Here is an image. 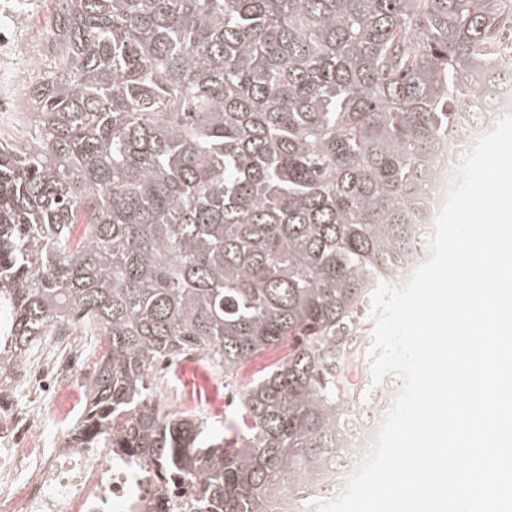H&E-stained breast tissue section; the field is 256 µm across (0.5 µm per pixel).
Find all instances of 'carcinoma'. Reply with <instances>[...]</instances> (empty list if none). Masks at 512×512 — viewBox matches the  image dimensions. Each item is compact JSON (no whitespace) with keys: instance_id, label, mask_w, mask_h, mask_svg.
Listing matches in <instances>:
<instances>
[{"instance_id":"obj_1","label":"carcinoma","mask_w":512,"mask_h":512,"mask_svg":"<svg viewBox=\"0 0 512 512\" xmlns=\"http://www.w3.org/2000/svg\"><path fill=\"white\" fill-rule=\"evenodd\" d=\"M50 32L30 137H0L17 345L94 325L82 426L202 475L205 512H309L395 393L348 381L356 323L427 252L443 150L507 116L512 0H58ZM291 338L225 443L150 397L159 358Z\"/></svg>"}]
</instances>
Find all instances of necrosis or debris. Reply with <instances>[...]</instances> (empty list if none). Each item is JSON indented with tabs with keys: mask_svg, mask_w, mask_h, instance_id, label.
Segmentation results:
<instances>
[{
	"mask_svg": "<svg viewBox=\"0 0 512 512\" xmlns=\"http://www.w3.org/2000/svg\"><path fill=\"white\" fill-rule=\"evenodd\" d=\"M0 76L29 80L42 50L23 41L26 14L0 0ZM81 332L55 325L20 358L0 300V512H202L195 483L111 437L76 435V391L90 382Z\"/></svg>",
	"mask_w": 512,
	"mask_h": 512,
	"instance_id": "necrosis-or-debris-1",
	"label": "necrosis or debris"
}]
</instances>
